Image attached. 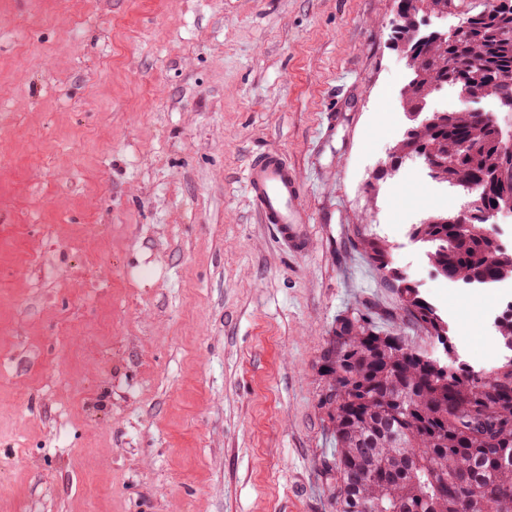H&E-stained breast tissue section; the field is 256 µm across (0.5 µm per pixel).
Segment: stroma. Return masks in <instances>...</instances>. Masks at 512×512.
Here are the masks:
<instances>
[{"mask_svg": "<svg viewBox=\"0 0 512 512\" xmlns=\"http://www.w3.org/2000/svg\"><path fill=\"white\" fill-rule=\"evenodd\" d=\"M396 12L0 0V512H336L319 357L339 315L397 304L357 234L444 313L410 232L462 202L382 167ZM271 149L305 186L302 254L247 194ZM493 300L460 291L476 358Z\"/></svg>", "mask_w": 512, "mask_h": 512, "instance_id": "stroma-1", "label": "stroma"}]
</instances>
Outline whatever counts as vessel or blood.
Masks as SVG:
<instances>
[{"label": "vessel or blood", "instance_id": "obj_1", "mask_svg": "<svg viewBox=\"0 0 512 512\" xmlns=\"http://www.w3.org/2000/svg\"><path fill=\"white\" fill-rule=\"evenodd\" d=\"M246 188L262 221L273 226L288 250L306 251L312 218L301 202L303 184L285 156L267 151L255 157L247 169Z\"/></svg>", "mask_w": 512, "mask_h": 512}]
</instances>
